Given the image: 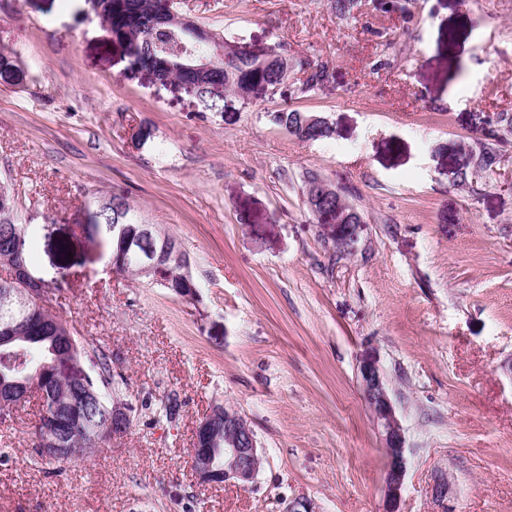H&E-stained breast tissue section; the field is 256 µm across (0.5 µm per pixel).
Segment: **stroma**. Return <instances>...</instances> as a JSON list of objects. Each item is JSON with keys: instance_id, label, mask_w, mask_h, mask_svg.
<instances>
[{"instance_id": "obj_1", "label": "stroma", "mask_w": 512, "mask_h": 512, "mask_svg": "<svg viewBox=\"0 0 512 512\" xmlns=\"http://www.w3.org/2000/svg\"><path fill=\"white\" fill-rule=\"evenodd\" d=\"M220 35L327 63L330 82L242 99L156 82L87 0H0V185L28 266L112 355L132 426L86 460L35 459L37 398L0 421V512H381L386 457L359 378L376 359L406 429L400 512H512V0H178ZM321 117L305 141L270 113ZM498 164L474 174L481 142ZM361 215L350 251L308 209V175ZM125 196L189 254L196 300L110 273L91 215ZM176 399L173 419L152 409ZM215 404L264 455L254 484L202 485L190 448Z\"/></svg>"}]
</instances>
